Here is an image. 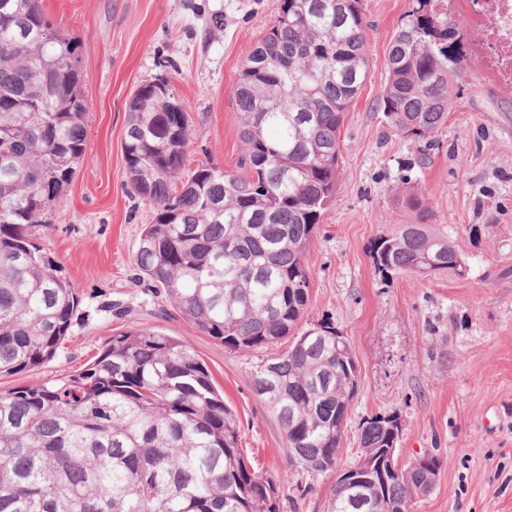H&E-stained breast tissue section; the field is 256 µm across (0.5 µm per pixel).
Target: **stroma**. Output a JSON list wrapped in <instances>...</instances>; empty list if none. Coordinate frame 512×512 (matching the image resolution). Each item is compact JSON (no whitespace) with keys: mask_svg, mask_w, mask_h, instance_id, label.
Masks as SVG:
<instances>
[{"mask_svg":"<svg viewBox=\"0 0 512 512\" xmlns=\"http://www.w3.org/2000/svg\"><path fill=\"white\" fill-rule=\"evenodd\" d=\"M276 2L43 0L79 43L90 110L84 159L35 236L80 306L56 356L0 378V390L72 374L123 331L187 341L235 413L242 447L276 480L280 512H329L335 472L286 470L283 430L252 391L269 350L224 348L143 280L135 253L154 209L131 193L122 152L128 99L165 76L191 105L187 169L211 160L239 172L234 89L276 19ZM362 7L371 24L370 75L346 114L340 188L307 254L305 320L333 323L359 370L344 459H356L364 419L394 414L399 461L433 455L442 463L410 512H512V88L485 71L467 0H433L463 34L464 71L448 123L426 139L392 131L376 103L391 42L417 0H362ZM412 195L421 209L408 207ZM422 218L455 246L465 274L383 278L371 258L374 238Z\"/></svg>","mask_w":512,"mask_h":512,"instance_id":"35a3bbf8","label":"stroma"}]
</instances>
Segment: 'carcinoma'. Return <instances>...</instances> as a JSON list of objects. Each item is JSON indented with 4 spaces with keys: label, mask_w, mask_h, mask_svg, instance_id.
Listing matches in <instances>:
<instances>
[{
    "label": "carcinoma",
    "mask_w": 512,
    "mask_h": 512,
    "mask_svg": "<svg viewBox=\"0 0 512 512\" xmlns=\"http://www.w3.org/2000/svg\"><path fill=\"white\" fill-rule=\"evenodd\" d=\"M417 0L395 35L377 100L391 129L427 138L448 121L462 74L456 25ZM361 0H277L235 89L243 173L206 160L179 181L189 109L170 83L137 88L122 142L128 184L154 208L136 261L202 333L229 350L273 351L252 380L285 437L286 468L333 470L358 389L334 324L300 328L307 253L340 185L338 133L368 77ZM90 104L76 41L42 0H0V375L51 360L80 299L35 242L76 174ZM388 276L464 274L445 235L397 224L373 244ZM293 337L283 353L281 342ZM398 417L376 415L359 447H396ZM441 468L435 456L384 482L332 488L330 512H409ZM0 512H279L274 479L239 443L235 415L191 345L165 333L116 334L79 371L0 392Z\"/></svg>",
    "instance_id": "cac0c4a2"
}]
</instances>
